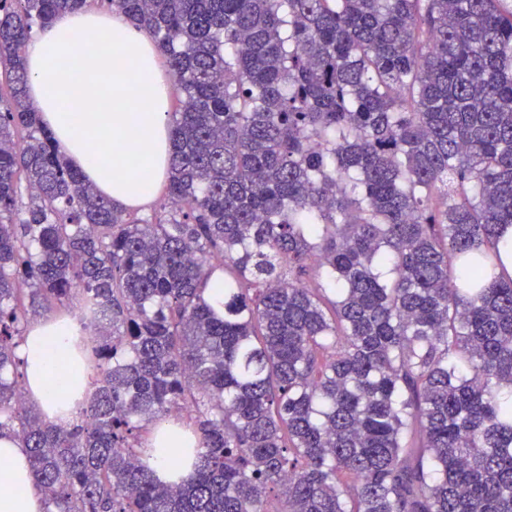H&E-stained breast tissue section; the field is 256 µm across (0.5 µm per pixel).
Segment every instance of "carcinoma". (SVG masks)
<instances>
[{
    "label": "carcinoma",
    "mask_w": 512,
    "mask_h": 512,
    "mask_svg": "<svg viewBox=\"0 0 512 512\" xmlns=\"http://www.w3.org/2000/svg\"><path fill=\"white\" fill-rule=\"evenodd\" d=\"M90 2L175 78L149 215L26 95L33 29ZM0 73V433L47 512H512L509 0H0ZM45 305L96 336L69 429L25 399ZM174 413L202 448L166 485ZM168 442H178L179 445L170 446L167 445ZM148 447L156 448L151 460L156 477L162 482H175L191 470L192 461L184 463L179 470H174L170 463L172 450L200 448L201 442L199 436L184 419L170 418L149 427Z\"/></svg>",
    "instance_id": "carcinoma-1"
}]
</instances>
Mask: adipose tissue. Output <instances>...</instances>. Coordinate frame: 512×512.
<instances>
[{"label": "adipose tissue", "instance_id": "adipose-tissue-1", "mask_svg": "<svg viewBox=\"0 0 512 512\" xmlns=\"http://www.w3.org/2000/svg\"><path fill=\"white\" fill-rule=\"evenodd\" d=\"M27 93L42 125L73 168L100 193L125 206L153 203L166 181L171 139L167 112L173 82L157 44L124 18L90 10L65 11L29 39ZM128 145L113 153L116 139ZM26 395L47 422L69 426L87 392L85 350L73 322L55 313L30 323L19 349ZM200 447L184 419L150 426L151 465L163 482L191 469H173L172 443ZM25 448L0 436V512H44Z\"/></svg>", "mask_w": 512, "mask_h": 512}]
</instances>
